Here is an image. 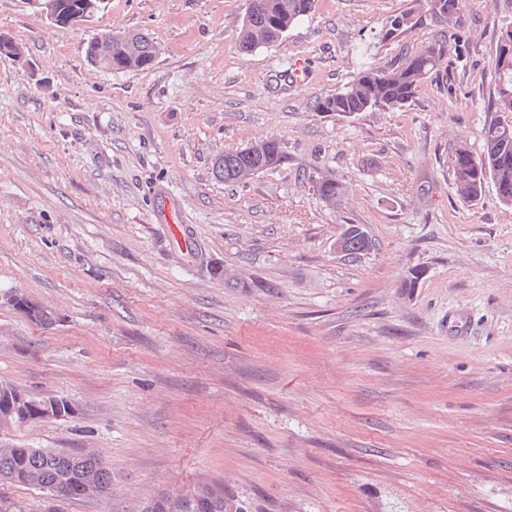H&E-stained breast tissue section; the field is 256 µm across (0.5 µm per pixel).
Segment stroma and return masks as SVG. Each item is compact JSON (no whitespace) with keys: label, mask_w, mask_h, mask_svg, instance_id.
<instances>
[{"label":"stroma","mask_w":512,"mask_h":512,"mask_svg":"<svg viewBox=\"0 0 512 512\" xmlns=\"http://www.w3.org/2000/svg\"><path fill=\"white\" fill-rule=\"evenodd\" d=\"M247 7L109 0L62 29L0 0L24 48L0 58V296L56 314L41 327L0 304V381L74 407L0 426V445L99 452L111 490L57 512L201 485L244 512H512V209L491 184L459 200L449 154L481 149L512 0H462L449 20L430 0H317L243 54ZM406 12L416 25L384 39ZM113 28L148 33L155 65L88 64ZM443 35L465 62L449 54L401 110H316ZM266 138L279 165L215 177ZM161 190L171 226L153 221ZM349 224L374 248L337 253ZM316 191L321 200L336 205L345 194L343 184L331 176H323L316 182Z\"/></svg>","instance_id":"35a3bbf8"}]
</instances>
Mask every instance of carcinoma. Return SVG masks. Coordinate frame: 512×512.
Returning <instances> with one entry per match:
<instances>
[{"label":"carcinoma","instance_id":"cac0c4a2","mask_svg":"<svg viewBox=\"0 0 512 512\" xmlns=\"http://www.w3.org/2000/svg\"><path fill=\"white\" fill-rule=\"evenodd\" d=\"M432 9L445 19L458 10L459 0H431ZM316 0H249L246 16L238 34V48L247 54L259 47L282 41L283 26L293 25L315 8ZM411 25V16L394 17L385 29L384 38L395 39ZM448 40H440L426 49L406 55L387 67L370 66L362 70L342 91L317 103L320 112L350 116L380 108L400 109L415 96L426 76L445 61ZM159 49L155 42L135 30H101L88 38L87 62L110 73H128L151 68ZM494 92L490 110L495 112L483 128L479 153L462 143L452 150L456 195L467 202L481 199L485 185L493 183L501 205L512 209V52H495ZM282 158L275 139L254 143L250 150L228 151L215 159L216 175L227 184L245 183L258 173L277 165ZM318 196L334 205L345 194L343 184L330 176L316 182ZM341 253L353 256L369 251L373 242L359 226L350 224L342 232ZM13 308L30 320L48 325L55 314L22 294L15 295ZM102 461L94 450L53 455L43 448L0 446V484L34 487L50 494V499H79L100 493L112 486V473L98 469ZM135 512H242L224 498V491L205 487L190 495L171 498L158 495L135 506Z\"/></svg>","mask_w":512,"mask_h":512}]
</instances>
